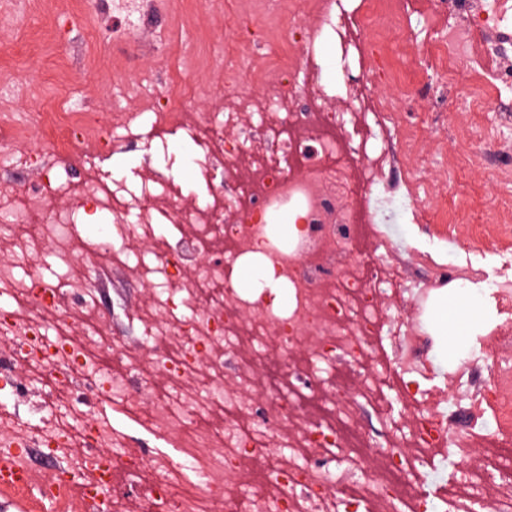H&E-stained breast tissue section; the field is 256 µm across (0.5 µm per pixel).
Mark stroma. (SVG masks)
<instances>
[{
    "label": "stroma",
    "instance_id": "1",
    "mask_svg": "<svg viewBox=\"0 0 512 512\" xmlns=\"http://www.w3.org/2000/svg\"><path fill=\"white\" fill-rule=\"evenodd\" d=\"M306 19L301 0L264 18L243 16L239 0H222L218 12L207 0H141L129 11L117 0H0V79L19 89L11 100L0 99V127L41 112L83 113L104 124L110 113L138 112L141 96L157 89L167 95V111H215L220 99L213 91L223 86V72L183 73V52H228L231 33L239 32L257 53L284 64L288 31ZM436 33L429 0H409L403 26L388 35L387 61L404 86L395 95L400 120L421 131L414 189L444 215L427 224L400 206L381 217L378 229L403 256L427 251L448 267L458 260L448 225L467 232L491 201L512 198V181L493 175L497 166L512 169V152L498 153L489 166L480 146L458 135L459 127L475 120L512 141V120L505 118L512 111V87L500 89L489 111L479 113L468 106V67H461L456 88L440 98L412 89Z\"/></svg>",
    "mask_w": 512,
    "mask_h": 512
}]
</instances>
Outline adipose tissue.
Segmentation results:
<instances>
[{
    "label": "adipose tissue",
    "instance_id": "ef3b65f1",
    "mask_svg": "<svg viewBox=\"0 0 512 512\" xmlns=\"http://www.w3.org/2000/svg\"><path fill=\"white\" fill-rule=\"evenodd\" d=\"M234 285L244 293H268L276 305L288 303V290L276 280L262 250L241 257L234 268ZM423 319L434 336L444 363L465 352L477 337L486 335L497 320V311L486 283L470 282L459 288L449 284L434 291Z\"/></svg>",
    "mask_w": 512,
    "mask_h": 512
}]
</instances>
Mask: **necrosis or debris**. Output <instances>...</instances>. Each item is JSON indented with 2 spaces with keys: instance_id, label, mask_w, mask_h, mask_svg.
Masks as SVG:
<instances>
[{
  "instance_id": "necrosis-or-debris-1",
  "label": "necrosis or debris",
  "mask_w": 512,
  "mask_h": 512,
  "mask_svg": "<svg viewBox=\"0 0 512 512\" xmlns=\"http://www.w3.org/2000/svg\"><path fill=\"white\" fill-rule=\"evenodd\" d=\"M393 0H307L311 26L298 25L290 48L313 58L332 37L356 67L344 72L342 108L316 67L297 72L251 59L260 95L241 93L234 56L224 60V90L214 112H168L162 97L143 99L148 133L113 113V129L143 143L167 169L180 162L169 135L193 147L199 185L183 192L174 177L151 173L113 179L94 154L99 128L84 117L49 125L54 153L84 147L85 176L55 174L18 186L0 181V448L22 453L27 484L0 489L4 505L26 512H98L101 486L110 512H427L423 468L447 447L461 462L443 489L447 512H475L491 491L490 512H512V325H496L490 370L458 360L452 380L467 425L453 433L449 398L430 386L422 338L402 299L433 278L482 279L470 241L459 260L434 277L414 273L372 228L370 199L393 158L369 124L392 115L397 77L384 45L361 37L392 13ZM445 36L428 65L451 88L461 63L476 76L470 109L484 112L512 85V0H433ZM482 41H475L474 31ZM238 133L233 142L225 130ZM305 210L306 250L279 247L265 258L287 287V309L233 285L236 262L266 228L253 214L283 206ZM236 213V223L225 221ZM110 216L89 232L87 215ZM51 256L68 276L42 279L36 263ZM26 267L27 276L17 274ZM148 288L133 319L138 336L111 335L98 295L108 273ZM395 342L399 397L378 365ZM119 404L146 437L118 431L96 414ZM64 447L49 449L54 437ZM481 454H474L475 445Z\"/></svg>"
}]
</instances>
